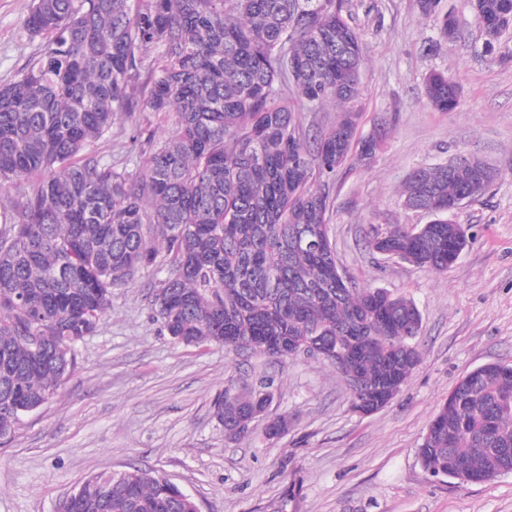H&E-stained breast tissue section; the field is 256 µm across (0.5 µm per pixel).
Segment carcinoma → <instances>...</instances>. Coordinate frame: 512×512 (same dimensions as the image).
I'll use <instances>...</instances> for the list:
<instances>
[{
  "instance_id": "1",
  "label": "carcinoma",
  "mask_w": 512,
  "mask_h": 512,
  "mask_svg": "<svg viewBox=\"0 0 512 512\" xmlns=\"http://www.w3.org/2000/svg\"><path fill=\"white\" fill-rule=\"evenodd\" d=\"M493 59L512 29V0H469ZM442 40L459 30L440 0H417ZM24 28L43 40L18 75L0 83V438L40 408L75 365L112 289L142 270L166 271L150 297L170 336L192 345L272 336H315L332 349L352 407L392 400L421 361L416 304L361 288L342 272L330 237L333 177L354 144L372 159L380 138L357 139L355 109L364 49L350 0H32ZM160 58L138 98L145 57ZM312 105L335 103L324 130L304 127L281 88ZM427 101L456 110L461 91L430 73ZM122 112H151L175 132L153 144L144 172L106 161L98 145ZM466 158L413 170L403 205L436 216L390 224L368 241L419 268L446 271L459 245L458 198L485 192ZM315 240L299 248L300 232ZM271 385L224 391L215 415L229 437L245 435ZM434 476L487 482L512 473V367L489 363L463 376L431 420L419 448ZM163 477L142 469L98 472L60 512H196Z\"/></svg>"
}]
</instances>
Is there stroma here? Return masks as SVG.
<instances>
[{"mask_svg": "<svg viewBox=\"0 0 512 512\" xmlns=\"http://www.w3.org/2000/svg\"><path fill=\"white\" fill-rule=\"evenodd\" d=\"M352 4L364 46L359 133L383 124L389 134L372 160L337 171L331 236L348 276L416 304L419 366L387 406L359 414L322 360L175 343L150 307L162 274L143 271L113 289L103 324L77 345L57 393L0 439V512H57L89 474L133 467L170 479L200 512H512V473L466 483L430 475L418 457L429 421L463 375L487 363L512 366V30L500 39L507 61L490 64L468 0H441L462 34L454 43L421 18L416 0ZM30 5L0 0V83L41 44L23 29ZM434 71L458 84L455 111L427 104L423 82ZM173 130L147 112L125 115L99 149L135 174L151 142ZM457 156L498 172L455 215L468 236L457 261L432 272L372 253V227L430 221L402 205L411 171ZM262 381L275 393L266 414L246 435L226 437L216 395ZM284 413L287 433L268 439L269 418Z\"/></svg>", "mask_w": 512, "mask_h": 512, "instance_id": "35a3bbf8", "label": "stroma"}]
</instances>
